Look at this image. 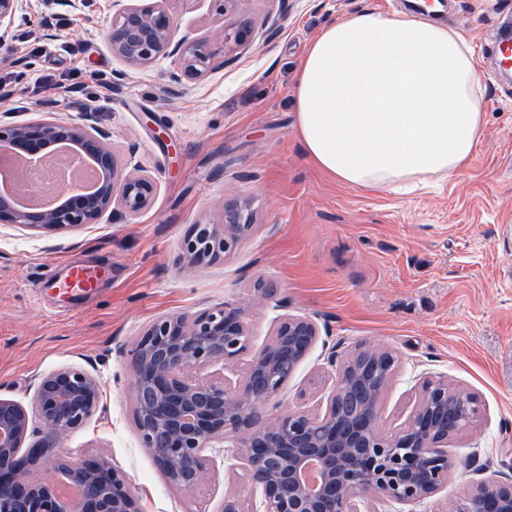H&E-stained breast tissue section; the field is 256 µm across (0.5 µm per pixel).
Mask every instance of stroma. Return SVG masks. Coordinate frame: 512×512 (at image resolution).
Wrapping results in <instances>:
<instances>
[{"mask_svg":"<svg viewBox=\"0 0 512 512\" xmlns=\"http://www.w3.org/2000/svg\"><path fill=\"white\" fill-rule=\"evenodd\" d=\"M373 6L404 13L401 0H244L220 16L214 0H172L177 36L210 38L218 27L245 41L219 53L204 76L176 83L173 58L130 64L112 51L110 0L72 10L69 0H25L14 39L0 47V81L24 123L50 114L108 134L119 168L159 182L137 216L104 212L55 234L0 224V396L31 405L39 378L65 366L99 378L102 396L85 428L67 441L107 458L127 477L142 512H222L224 498H251L241 471L218 467L194 491L173 485L142 448L130 398V349L154 318L229 303L249 305L257 283L272 285L247 328L263 345L275 316H317L320 336L266 416L314 408L300 398L329 351L360 345L397 358L378 404L384 431L410 415L420 378H442L474 395L481 414L448 442L455 468L438 498L386 512H434L480 479L512 466V81L491 60L512 0H448L438 23L476 51L487 94L483 134L469 162L410 193L339 183L306 156L292 96L311 42L331 21ZM43 55L26 57V49ZM82 70L112 79L108 103L46 105L27 83L30 66ZM247 204L255 227L225 258L181 270L193 225L216 223L224 202ZM110 268V280L74 300L44 282L48 267Z\"/></svg>","mask_w":512,"mask_h":512,"instance_id":"obj_1","label":"stroma"}]
</instances>
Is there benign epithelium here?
Listing matches in <instances>:
<instances>
[{
	"mask_svg": "<svg viewBox=\"0 0 512 512\" xmlns=\"http://www.w3.org/2000/svg\"><path fill=\"white\" fill-rule=\"evenodd\" d=\"M17 0H0V47L13 38ZM170 0L121 4L113 0L112 51L146 65L174 56L178 83L202 76L218 47L239 42L222 28L211 39L172 43ZM68 141L104 174L98 190L72 196L57 189L62 202L43 210L22 207L0 194V223L54 232L91 224L104 211L120 208L136 216L152 204L159 184L151 174L118 167L96 128L53 117L0 124V151L35 156ZM250 210L226 203L218 224L195 225L184 240L182 270L225 256L253 229ZM247 309L224 304L157 318L131 349L132 404L141 445L169 480L186 491L208 483L216 458L239 469L256 497L245 503L224 498V512H362L367 500L412 504L432 498L454 467L448 439L475 421L480 405L443 379L419 384L407 422L393 433L378 423V403L393 382L396 359L387 351L358 346L341 363L328 357L313 389L328 386L319 407L262 418L265 402L276 397L320 336L316 318L283 314L267 341L254 349ZM242 372L232 380L203 376L215 366ZM99 380L80 367L44 374L33 410L0 397V512H141L126 476L110 461L82 453L55 456L95 414ZM55 470L79 490L66 498L57 487L35 478L38 467ZM435 512H512V476L499 473L469 488Z\"/></svg>",
	"mask_w": 512,
	"mask_h": 512,
	"instance_id": "obj_1",
	"label": "benign epithelium"
}]
</instances>
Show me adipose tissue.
Instances as JSON below:
<instances>
[{
    "instance_id": "obj_1",
    "label": "adipose tissue",
    "mask_w": 512,
    "mask_h": 512,
    "mask_svg": "<svg viewBox=\"0 0 512 512\" xmlns=\"http://www.w3.org/2000/svg\"><path fill=\"white\" fill-rule=\"evenodd\" d=\"M483 99L474 50L453 29L372 8L322 28L293 91L307 157L343 184L385 191L463 168Z\"/></svg>"
}]
</instances>
